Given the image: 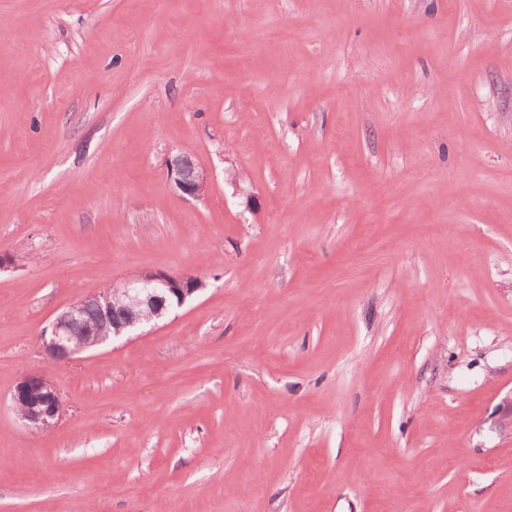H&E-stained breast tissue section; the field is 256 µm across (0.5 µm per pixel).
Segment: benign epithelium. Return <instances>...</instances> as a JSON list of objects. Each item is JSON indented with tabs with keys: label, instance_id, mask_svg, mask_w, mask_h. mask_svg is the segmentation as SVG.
Here are the masks:
<instances>
[{
	"label": "benign epithelium",
	"instance_id": "obj_1",
	"mask_svg": "<svg viewBox=\"0 0 512 512\" xmlns=\"http://www.w3.org/2000/svg\"><path fill=\"white\" fill-rule=\"evenodd\" d=\"M168 174L174 189L185 196L200 199L204 197L210 186L208 172L197 164L191 157L177 155L167 161ZM174 277L163 272H144L129 278L120 284L123 294L130 301V315L126 322L113 324L112 340L131 336L142 331L154 320H161L167 314L166 300L158 292L166 289L177 294V306H183L197 292L195 288H173ZM152 305L153 314L142 318L136 308L142 305ZM68 328L59 320L52 325L51 337L43 342L44 350L50 359L64 361L74 355L93 348L103 340L95 333L87 335L82 344L69 348L65 344L68 339ZM35 381L41 390V399L34 401L28 393L30 382ZM11 404L17 417L33 434H39L53 428L61 415L62 401L55 386L41 374H28L15 386L11 396Z\"/></svg>",
	"mask_w": 512,
	"mask_h": 512
}]
</instances>
